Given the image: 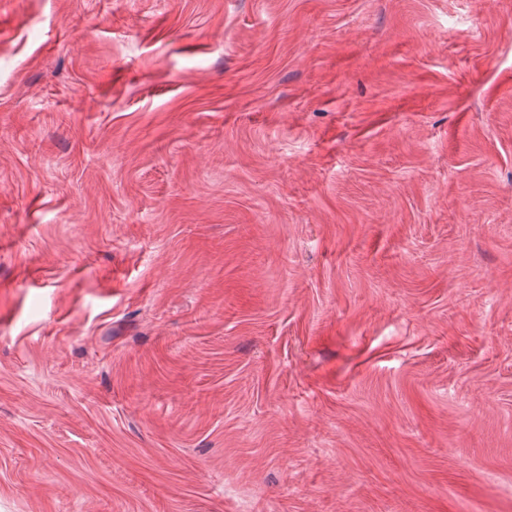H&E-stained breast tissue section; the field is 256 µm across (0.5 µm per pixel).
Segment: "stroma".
<instances>
[{
	"label": "stroma",
	"mask_w": 512,
	"mask_h": 512,
	"mask_svg": "<svg viewBox=\"0 0 512 512\" xmlns=\"http://www.w3.org/2000/svg\"><path fill=\"white\" fill-rule=\"evenodd\" d=\"M0 512H512V0H0Z\"/></svg>",
	"instance_id": "obj_1"
}]
</instances>
